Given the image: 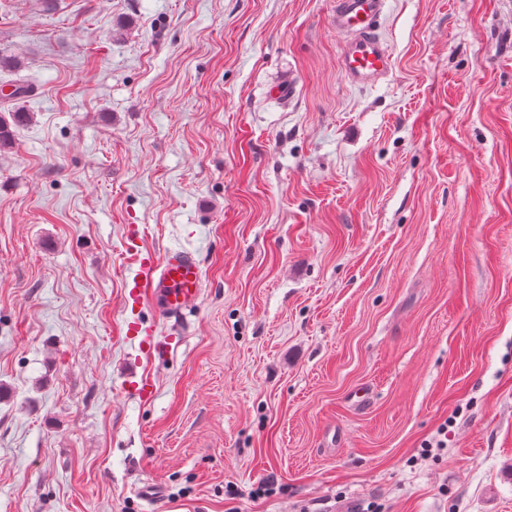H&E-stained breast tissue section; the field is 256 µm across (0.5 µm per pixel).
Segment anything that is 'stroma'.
<instances>
[{
	"instance_id": "stroma-1",
	"label": "stroma",
	"mask_w": 512,
	"mask_h": 512,
	"mask_svg": "<svg viewBox=\"0 0 512 512\" xmlns=\"http://www.w3.org/2000/svg\"><path fill=\"white\" fill-rule=\"evenodd\" d=\"M334 4L0 0V512H512V0H389L366 89ZM137 272L127 283L128 301L133 316L126 321V336L137 340L141 351L160 354L165 343L156 340L134 310L144 300L147 291L155 311L163 319L180 316L195 307L201 297L203 273L195 255L184 249H169L163 254L131 250Z\"/></svg>"
}]
</instances>
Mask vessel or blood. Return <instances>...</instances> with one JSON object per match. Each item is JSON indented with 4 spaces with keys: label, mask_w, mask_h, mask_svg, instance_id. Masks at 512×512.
Here are the masks:
<instances>
[{
    "label": "vessel or blood",
    "mask_w": 512,
    "mask_h": 512,
    "mask_svg": "<svg viewBox=\"0 0 512 512\" xmlns=\"http://www.w3.org/2000/svg\"><path fill=\"white\" fill-rule=\"evenodd\" d=\"M387 0H336L331 17L342 37L339 70L353 86L372 87L389 76L393 59L377 34ZM131 258L137 272L128 282V299L139 306L151 299L159 317L172 319L195 307L201 297L203 273L195 255L184 249L156 254L139 249ZM126 334L137 340L141 351L158 354L165 345L156 340L138 317L126 321Z\"/></svg>",
    "instance_id": "b4317fda"
}]
</instances>
